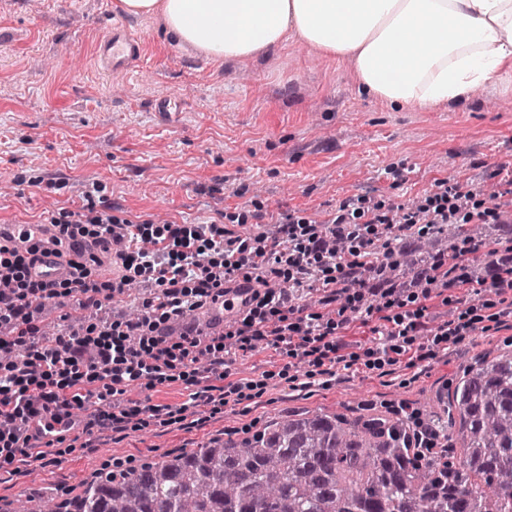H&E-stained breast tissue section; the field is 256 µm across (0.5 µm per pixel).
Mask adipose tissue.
<instances>
[{"label": "adipose tissue", "instance_id": "ef3b65f1", "mask_svg": "<svg viewBox=\"0 0 512 512\" xmlns=\"http://www.w3.org/2000/svg\"><path fill=\"white\" fill-rule=\"evenodd\" d=\"M160 16L207 58L258 56L287 39L347 59L363 92L396 108L469 99L512 78V0H120Z\"/></svg>", "mask_w": 512, "mask_h": 512}]
</instances>
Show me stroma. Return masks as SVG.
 <instances>
[{"instance_id":"1","label":"stroma","mask_w":512,"mask_h":512,"mask_svg":"<svg viewBox=\"0 0 512 512\" xmlns=\"http://www.w3.org/2000/svg\"><path fill=\"white\" fill-rule=\"evenodd\" d=\"M134 36L132 68L104 67L110 27ZM512 165V85L467 101L396 110L360 92L348 62L294 41L252 59L211 60L166 35L160 18L113 0H0V224H36L98 195L116 215L181 224L223 223L255 209H300L325 219L349 195L405 202L437 179L482 186ZM512 325L476 332L434 358L379 371L338 372L327 389L270 380L262 396L207 405L184 421L96 432L57 463L0 472V499L40 486L79 493L113 458H160L303 411L386 413L443 407L449 386L481 354H496ZM285 363L268 346L230 355L231 379H257Z\"/></svg>"}]
</instances>
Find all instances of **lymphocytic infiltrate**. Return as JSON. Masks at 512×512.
I'll list each match as a JSON object with an SVG mask.
<instances>
[{"instance_id":"lymphocytic-infiltrate-1","label":"lymphocytic infiltrate","mask_w":512,"mask_h":512,"mask_svg":"<svg viewBox=\"0 0 512 512\" xmlns=\"http://www.w3.org/2000/svg\"><path fill=\"white\" fill-rule=\"evenodd\" d=\"M512 171L489 188H464L435 180L424 197L407 203L371 201L364 194L342 200L334 214L317 221L291 211L267 221L250 212L255 228L239 233L216 223L135 222L87 203L83 211L60 210L50 219L59 239L119 243L124 269L118 280H92L83 253L71 260L72 280L43 283L31 278L33 249L0 246V469L45 460L46 443L38 427L45 419H65L56 437L91 435L94 428L141 430L155 420L181 421L183 407L127 399L135 386L145 389L176 380L192 386L191 401H204L220 413L228 398L261 396L265 379L229 380L224 355L259 345L284 347L288 358L278 376L289 389L329 387L335 368L361 365L380 370L407 357L416 363L434 357L440 344H457L478 324L512 319ZM453 224H498L502 232L487 252L484 275L472 277L466 263L480 248L462 238L452 253L437 252L417 267L404 287L387 270L399 265L422 238ZM264 284L248 309L230 317L218 336L171 338L160 328L223 301L224 287L238 280ZM149 292L137 319L102 316L105 301L123 294L132 282ZM466 289L472 306L458 308L451 289ZM317 290V304L304 295ZM441 297L451 309L435 323L428 307ZM72 301L77 315L54 337L42 330L46 302ZM371 323L378 346L346 351L342 333L352 323ZM220 384L218 395L199 391L200 379ZM95 404L89 419L77 409Z\"/></svg>"}]
</instances>
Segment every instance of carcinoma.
<instances>
[{"mask_svg":"<svg viewBox=\"0 0 512 512\" xmlns=\"http://www.w3.org/2000/svg\"><path fill=\"white\" fill-rule=\"evenodd\" d=\"M461 232L492 236L485 224L450 227L448 245ZM448 398V422L427 415L453 430L439 457L420 459L404 417L305 411L101 473L79 494L36 489L0 512H512V346L466 367Z\"/></svg>","mask_w":512,"mask_h":512,"instance_id":"obj_1","label":"carcinoma"}]
</instances>
